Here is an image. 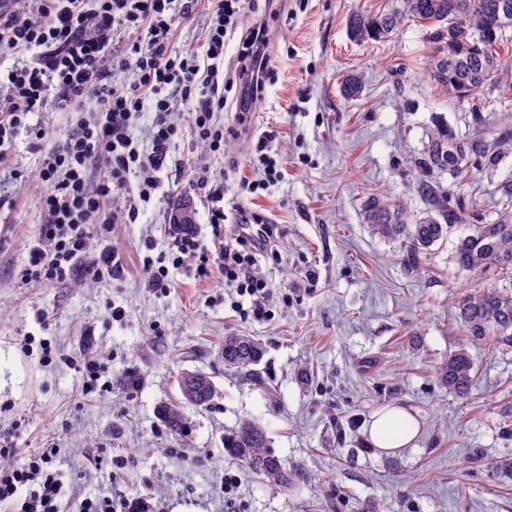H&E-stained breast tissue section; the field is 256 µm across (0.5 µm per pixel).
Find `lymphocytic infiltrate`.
Listing matches in <instances>:
<instances>
[{"label": "lymphocytic infiltrate", "mask_w": 512, "mask_h": 512, "mask_svg": "<svg viewBox=\"0 0 512 512\" xmlns=\"http://www.w3.org/2000/svg\"><path fill=\"white\" fill-rule=\"evenodd\" d=\"M256 0H217L206 36L205 52L172 53L175 22L172 6L192 13L198 0H0V53L16 62L0 80V165L23 119L54 107L70 111L95 98L92 117H77L64 145L47 153L41 166L45 189L40 196L38 238L21 271L23 283H51L71 278L89 255L96 229L135 221L151 200L157 182L146 179L129 190L130 174L160 171L178 133L171 122L175 102L192 107L191 136L209 150H224V130L214 115L223 111L225 94L240 86L251 99L261 98L269 78V22L260 20L241 34L235 79L220 69L229 34L236 32L247 6ZM146 31V44L130 43L117 53L120 34ZM118 67L134 70L133 83L114 82ZM153 113L151 146L142 148L131 132L142 111ZM106 175L93 180L95 166ZM203 203L212 229L210 243L195 230L170 229L166 245L173 264L196 262L198 277L220 270L225 286L248 298L249 314L267 316L270 287L258 271L260 259L273 253L279 228L262 214L235 206L224 210V184L200 176ZM124 197V210L109 206ZM56 451L43 449L19 468L0 470V503L19 512H60L68 489L56 467Z\"/></svg>", "instance_id": "f902f5d3"}]
</instances>
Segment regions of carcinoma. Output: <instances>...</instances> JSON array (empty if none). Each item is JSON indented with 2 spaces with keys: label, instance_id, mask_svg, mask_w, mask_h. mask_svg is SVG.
Here are the masks:
<instances>
[{
  "label": "carcinoma",
  "instance_id": "carcinoma-1",
  "mask_svg": "<svg viewBox=\"0 0 512 512\" xmlns=\"http://www.w3.org/2000/svg\"><path fill=\"white\" fill-rule=\"evenodd\" d=\"M405 21L418 22L430 29L433 50L428 76L447 94L460 101L476 95L494 81L500 58L498 47L508 43L512 29V0H391V5L375 14L359 11L347 18V28L356 41H388ZM494 164L497 156L480 140L458 141L448 132L433 133L424 148L422 179L418 189L429 211L410 220L400 204L384 197H372L362 205L364 222L373 233L387 240H401L403 261L421 268L430 248L464 223L468 207L458 196L456 207H448V195L440 192L427 177L434 172L453 176L466 171L471 157ZM470 233L459 238L453 261L460 271L493 277L487 288L469 289L456 302L454 319L465 336L476 345L512 349V209L503 208L490 224H471ZM504 281L500 287L497 282ZM224 368L246 371L255 385L266 382L254 369L263 357L261 342L249 336H226L221 349ZM437 377L448 392L466 399L476 386L470 353L460 348L438 368ZM191 398L186 403L207 406L216 388L207 373L194 371ZM167 432L183 440L189 419L182 404L170 402L158 409ZM224 452L244 461L250 470L271 487L287 488L311 480V476L288 463L271 448L267 432L260 424L242 420L224 433Z\"/></svg>",
  "mask_w": 512,
  "mask_h": 512
}]
</instances>
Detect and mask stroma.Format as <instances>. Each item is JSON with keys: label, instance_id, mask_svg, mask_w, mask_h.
Wrapping results in <instances>:
<instances>
[{"label": "stroma", "instance_id": "stroma-1", "mask_svg": "<svg viewBox=\"0 0 512 512\" xmlns=\"http://www.w3.org/2000/svg\"><path fill=\"white\" fill-rule=\"evenodd\" d=\"M386 0H274L270 20L272 79L262 99L229 102L217 124L237 127L215 154L187 133L190 107L176 103L181 134L156 175L159 192L135 222L111 225L103 239L120 259L117 282L92 276L23 284L21 270L39 231L41 156L19 128L0 180V434L13 447L0 467L14 468L45 448L57 451L73 491L63 512L87 497L140 500L146 512H327L338 493L353 502L378 498L384 512H512V434L498 411L512 404V351L470 344L448 314L457 297L477 287L451 256L456 235L434 245L422 271L408 268L401 241L384 240L365 224L362 202L383 195L411 218L428 204L416 189L423 148L437 128L462 140L495 145L512 137L502 115L512 112V44L500 50L497 81L478 101L460 103L433 83L427 30L407 22L386 43L353 41L346 16L373 13ZM211 0L177 16L171 45L204 52ZM356 75L360 97L344 98V75ZM245 112V123L236 115ZM483 123H475L474 113ZM267 138L282 171L279 182L250 194L243 182L262 179L251 161ZM208 170L224 180L226 197L280 225L277 258L261 262L273 290L270 315L244 316L234 289L220 278L198 280L171 269L174 284L147 288L146 258L165 249L170 215L189 218L203 241L211 228L190 181ZM455 194L464 186L471 221H494L501 182L512 180V150L495 168L471 159L466 182L435 173ZM154 250H147L145 240ZM122 308L123 318L112 315ZM259 339L264 355L259 389L225 370L217 351L226 336ZM467 346L478 382L468 400L441 386L437 365ZM101 365L88 383L84 361ZM201 369L217 388L204 408L184 406L189 438L169 435L159 404L181 397V372ZM136 372L138 383L123 379ZM400 406L420 425L414 444L386 452L368 444L375 414ZM262 425L277 455L311 474L279 489L225 455L222 437L240 420ZM234 479L225 492L226 479Z\"/></svg>", "mask_w": 512, "mask_h": 512}]
</instances>
